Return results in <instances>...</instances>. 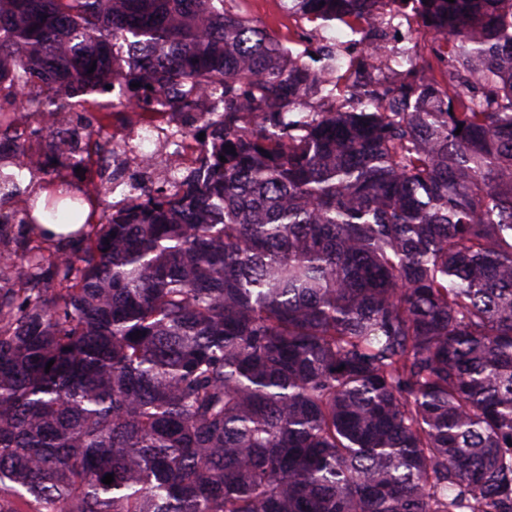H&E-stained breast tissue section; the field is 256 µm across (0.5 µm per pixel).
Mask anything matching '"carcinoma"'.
I'll return each mask as SVG.
<instances>
[{"label": "carcinoma", "instance_id": "1", "mask_svg": "<svg viewBox=\"0 0 512 512\" xmlns=\"http://www.w3.org/2000/svg\"><path fill=\"white\" fill-rule=\"evenodd\" d=\"M393 3L289 11L363 42ZM408 3L436 64L369 46L339 98L338 49L224 0H0V111L59 167L117 49L137 100L211 105L190 203L174 173L105 224L53 210L87 231L49 255L0 214V512H512V0Z\"/></svg>", "mask_w": 512, "mask_h": 512}]
</instances>
